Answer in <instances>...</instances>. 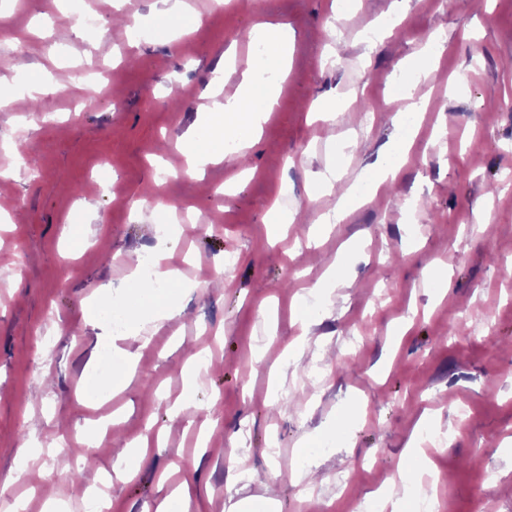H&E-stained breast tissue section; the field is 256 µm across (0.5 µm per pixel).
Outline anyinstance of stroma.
<instances>
[{"label":"stroma","mask_w":512,"mask_h":512,"mask_svg":"<svg viewBox=\"0 0 512 512\" xmlns=\"http://www.w3.org/2000/svg\"><path fill=\"white\" fill-rule=\"evenodd\" d=\"M80 4L99 35L67 0H0V33L15 40L0 44V96L24 92V76L58 86L28 111L0 107V494L28 512L52 498L84 512L86 491L104 488L109 512H141L180 486L188 512H225L231 496L361 512L398 479L421 424L446 438L434 455L441 512H512V0H180L176 16L163 0ZM261 22L285 25L290 48L258 141L198 179L169 175L227 98L217 67L247 68L242 34ZM95 59L112 81L85 95L72 81ZM415 75L429 104L409 126L400 83ZM323 100L337 102L335 120L313 114ZM408 135L398 178L370 191L391 161L385 145ZM350 186L357 202L307 248ZM275 204L298 215L279 238ZM172 205L196 223L160 234ZM479 212L487 231L474 227ZM159 249L180 282L158 298L127 280L125 262ZM229 252L236 263L221 267ZM315 282L302 329L294 301ZM101 286L127 322L158 300L183 316L149 344L121 341L134 373L92 401L80 386L107 347L89 322ZM302 331L316 357L292 367L285 349ZM214 346L187 392L189 355ZM186 396L191 423L172 411ZM109 420L88 466L55 451L60 432ZM146 437L151 466L117 481L116 450ZM29 442L47 464L36 492L19 480ZM308 461L321 480L310 494L290 478ZM246 469L280 477L251 483Z\"/></svg>","instance_id":"35a3bbf8"}]
</instances>
